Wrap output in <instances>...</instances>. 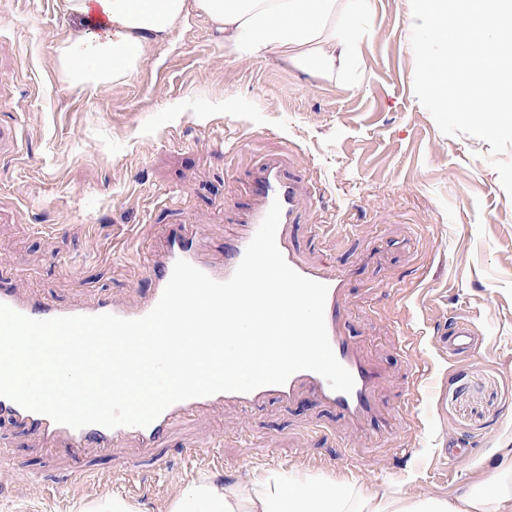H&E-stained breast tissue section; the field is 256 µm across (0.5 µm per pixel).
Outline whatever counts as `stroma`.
I'll return each mask as SVG.
<instances>
[{
    "label": "stroma",
    "mask_w": 512,
    "mask_h": 512,
    "mask_svg": "<svg viewBox=\"0 0 512 512\" xmlns=\"http://www.w3.org/2000/svg\"><path fill=\"white\" fill-rule=\"evenodd\" d=\"M60 4L0 0V125L23 151L0 154V281L63 306L146 300L159 233L195 225L221 254L276 157L298 183L300 258L359 271L340 316L382 375L358 425L301 390L251 412L215 406L150 449L50 452L0 418V512H80L115 495L170 512L201 478L235 491L269 470L445 495L512 447V198L489 144L443 134L418 101L410 0H371L345 78L228 55L192 15L125 83L96 90L55 66L80 27ZM460 314L476 354L444 342ZM212 441L219 468L194 453ZM79 467L97 486L73 482Z\"/></svg>",
    "instance_id": "1"
}]
</instances>
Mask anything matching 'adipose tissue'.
I'll return each instance as SVG.
<instances>
[{
	"label": "adipose tissue",
	"instance_id": "adipose-tissue-1",
	"mask_svg": "<svg viewBox=\"0 0 512 512\" xmlns=\"http://www.w3.org/2000/svg\"><path fill=\"white\" fill-rule=\"evenodd\" d=\"M62 9L82 28L58 48V66L70 85L93 89L124 83L192 13L223 33L230 54L342 76L370 0H62ZM170 512H512V448L445 496L409 495L390 481L369 492L354 481L315 487L271 471L241 492L198 480Z\"/></svg>",
	"mask_w": 512,
	"mask_h": 512
}]
</instances>
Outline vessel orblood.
<instances>
[{"instance_id":"b4317fda","label":"vessel or blood","mask_w":512,"mask_h":512,"mask_svg":"<svg viewBox=\"0 0 512 512\" xmlns=\"http://www.w3.org/2000/svg\"><path fill=\"white\" fill-rule=\"evenodd\" d=\"M255 189L262 203L248 215L242 225L241 233L231 244L225 246L222 261L216 262L211 259V247L198 236L195 225L176 224L167 227L162 235L161 245L155 251L148 266V273L153 279V290L149 298L137 306L124 305L108 294L96 297L88 305L61 306L38 294L18 295L12 288L2 283H0V304L8 305L17 312L36 320L103 313L124 319L143 317L160 300L177 260L189 262L215 281L229 280L271 204L277 202L281 205V217L276 233V243L285 261L300 275L328 287L325 305L327 335L336 358L354 378L355 384L351 392L333 390L321 375L303 370L291 375L281 385L263 386L248 393L219 392L175 403L144 427L120 426L110 429L100 425H88L75 429L56 423L46 415L26 410L4 396H0V416L9 417L38 432L44 446L51 449L81 448L92 444L109 451L130 438L137 439L144 447L152 448L174 423L204 413L213 406L234 402L248 411L259 407L271 398L290 399L303 387L312 390L319 399L335 407L351 421L357 422L370 415L373 411L371 395L380 372L351 345L343 333L340 319L344 287L352 275L351 270L340 268L336 273L328 274L297 260L288 243V226L295 223L297 215V188L291 179L285 177L280 164L271 160L264 161L255 178Z\"/></svg>"}]
</instances>
